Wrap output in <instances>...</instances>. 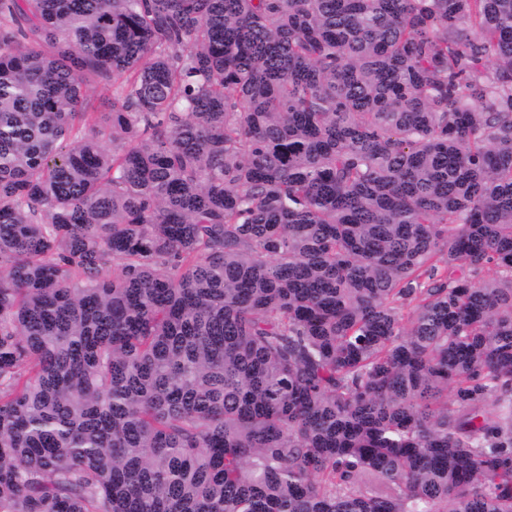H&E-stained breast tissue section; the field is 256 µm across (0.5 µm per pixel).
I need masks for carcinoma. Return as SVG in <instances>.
<instances>
[{"label":"carcinoma","instance_id":"1","mask_svg":"<svg viewBox=\"0 0 512 512\" xmlns=\"http://www.w3.org/2000/svg\"><path fill=\"white\" fill-rule=\"evenodd\" d=\"M0 512H512V0H0Z\"/></svg>","mask_w":512,"mask_h":512}]
</instances>
